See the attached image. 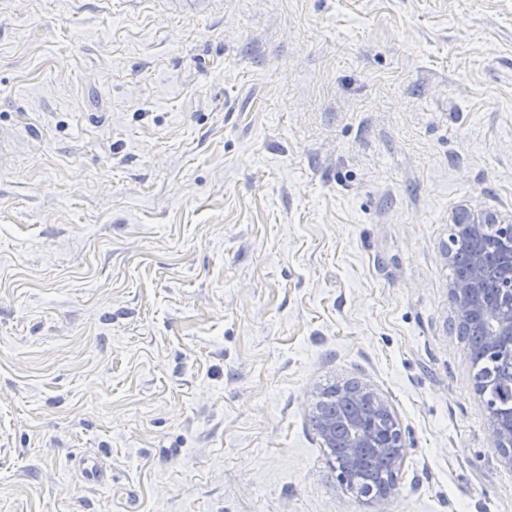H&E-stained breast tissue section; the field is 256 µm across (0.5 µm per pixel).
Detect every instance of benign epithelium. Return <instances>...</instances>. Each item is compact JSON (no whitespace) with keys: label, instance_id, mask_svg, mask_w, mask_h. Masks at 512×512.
Here are the masks:
<instances>
[{"label":"benign epithelium","instance_id":"benign-epithelium-1","mask_svg":"<svg viewBox=\"0 0 512 512\" xmlns=\"http://www.w3.org/2000/svg\"><path fill=\"white\" fill-rule=\"evenodd\" d=\"M454 223L464 230V239L471 248L468 269L449 289L456 309L458 332L465 333L477 322L487 323L486 356L490 359L504 354L512 357V257L504 263L500 288L495 295H487L483 284L484 272L491 260L483 248L485 225H497L499 241L512 252V224L498 220L493 213H476L469 208L459 211ZM477 388L486 398L498 450L504 462L512 466V400L502 401L490 394L489 387L480 380ZM310 419L323 447L344 448L341 465L336 467L337 477L344 485L349 483L367 451L380 455L392 449L390 476L365 497L384 503L395 495L396 474L403 465L406 444L398 419L385 400L368 387L346 381L320 394Z\"/></svg>","mask_w":512,"mask_h":512}]
</instances>
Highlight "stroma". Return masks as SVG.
<instances>
[{"label": "stroma", "instance_id": "obj_1", "mask_svg": "<svg viewBox=\"0 0 512 512\" xmlns=\"http://www.w3.org/2000/svg\"><path fill=\"white\" fill-rule=\"evenodd\" d=\"M463 206L512 217V0H0V512H512ZM351 380L382 504L310 423ZM463 340L465 342V353L470 359L472 367L475 368V373L477 374L476 378L496 381L498 383L496 394H498L501 391V381L504 380V377H502L498 367L491 363L478 361L471 336H463ZM336 399L350 403L354 410L346 417H337L329 409V403L336 402ZM369 399L372 400L371 405H368ZM370 406L379 408L382 416L375 417L370 412ZM310 419L323 447L336 448L337 445L345 448L341 465L336 467L337 477L344 485L349 483L351 474L358 468L369 449L381 455L391 448L393 454L389 465L390 476L377 490H371L364 497L384 503L395 495L396 474L403 465L406 444L398 419L385 400L368 387L346 381L320 394ZM376 477L377 471L367 468L359 471L349 484L363 494ZM73 468L80 471L85 482L102 485L108 481L107 473H102L99 463L94 457L75 458Z\"/></svg>", "mask_w": 512, "mask_h": 512}]
</instances>
